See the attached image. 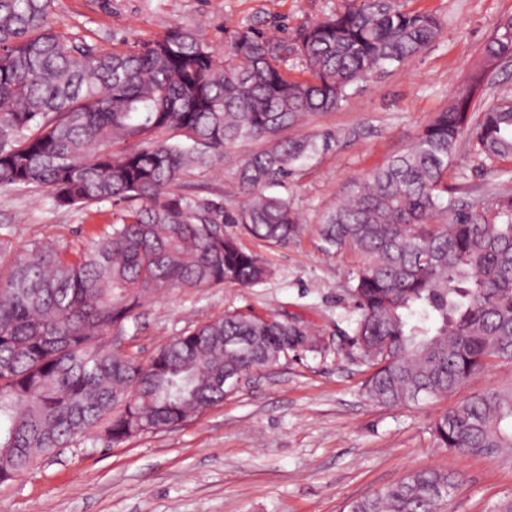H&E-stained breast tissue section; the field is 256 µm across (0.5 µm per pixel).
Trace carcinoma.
<instances>
[{"label": "carcinoma", "instance_id": "obj_1", "mask_svg": "<svg viewBox=\"0 0 512 512\" xmlns=\"http://www.w3.org/2000/svg\"><path fill=\"white\" fill-rule=\"evenodd\" d=\"M54 3L0 0V186L44 189L58 208L125 207L86 251L0 247V484L83 438L115 448L186 422L224 402V382L286 357L301 324L241 312L187 329L146 361L115 337L150 297L265 281L267 263L221 226L276 244L297 235L288 198L266 189L316 146L286 132L340 108L350 87L411 61L442 30L399 0H342L292 35L309 74L296 79L258 29L235 33L222 59L181 25L137 50L102 51L54 30ZM508 55L512 18L451 107L319 226L326 248L361 257L354 344L374 402L441 400L512 362V191L477 216L447 183L465 133L485 158L512 159L511 102L468 117L487 66ZM247 142L265 147L237 157ZM224 160L235 165L233 211L179 192L187 171ZM431 434L452 452L511 459L512 387L471 396ZM459 485L446 471H412L347 512H447Z\"/></svg>", "mask_w": 512, "mask_h": 512}]
</instances>
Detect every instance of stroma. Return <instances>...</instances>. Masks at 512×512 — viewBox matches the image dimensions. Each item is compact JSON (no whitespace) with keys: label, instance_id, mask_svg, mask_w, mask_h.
I'll use <instances>...</instances> for the list:
<instances>
[{"label":"stroma","instance_id":"35a3bbf8","mask_svg":"<svg viewBox=\"0 0 512 512\" xmlns=\"http://www.w3.org/2000/svg\"><path fill=\"white\" fill-rule=\"evenodd\" d=\"M341 0H56V31L84 36L97 49L134 48L174 24L199 30L215 55L253 27L290 41ZM406 10L437 14L443 29L424 52L353 86L333 112L307 117L299 137L317 144L280 195L299 216L285 245L252 237L236 224L243 248L262 256L270 277L251 288L216 286L148 299L129 324L132 348L149 359L167 340L227 312L298 320L318 336L313 351L289 354L197 418L112 448L94 439L43 458L0 485V512H346L356 498L406 473L440 469L459 476L450 512H491L512 497V465L438 447L433 419L483 390L512 384V363L497 362L448 399L385 406L368 399V374L351 344L358 311L350 288L360 257L326 250L318 226L348 186L406 149L447 110L479 65L481 50L512 0H402ZM228 165L194 171L185 194L233 208ZM448 183L481 211V200L512 188V160L490 162L468 140L448 166ZM109 202L59 209L40 189L0 187V243L20 250L48 242L87 248L117 213Z\"/></svg>","mask_w":512,"mask_h":512}]
</instances>
